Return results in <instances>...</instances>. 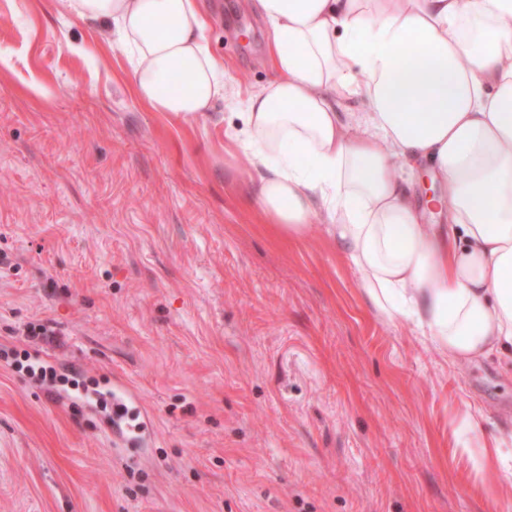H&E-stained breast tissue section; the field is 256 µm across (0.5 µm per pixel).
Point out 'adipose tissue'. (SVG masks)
I'll use <instances>...</instances> for the list:
<instances>
[{"instance_id":"obj_1","label":"adipose tissue","mask_w":512,"mask_h":512,"mask_svg":"<svg viewBox=\"0 0 512 512\" xmlns=\"http://www.w3.org/2000/svg\"><path fill=\"white\" fill-rule=\"evenodd\" d=\"M254 5L272 24L275 76L249 96L243 135L271 228L297 239L325 224L376 311L415 318L452 363L511 348L512 0ZM65 6L111 23L151 110L187 121L223 97L195 0ZM352 95L366 111H340ZM419 169L441 187L446 227L410 190Z\"/></svg>"}]
</instances>
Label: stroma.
I'll list each match as a JSON object with an SVG mask.
<instances>
[{
    "instance_id": "obj_1",
    "label": "stroma",
    "mask_w": 512,
    "mask_h": 512,
    "mask_svg": "<svg viewBox=\"0 0 512 512\" xmlns=\"http://www.w3.org/2000/svg\"><path fill=\"white\" fill-rule=\"evenodd\" d=\"M246 2L199 0L235 93L183 121L102 24L0 0V512H501L512 457L468 453L512 448V358L450 363L251 203Z\"/></svg>"
}]
</instances>
